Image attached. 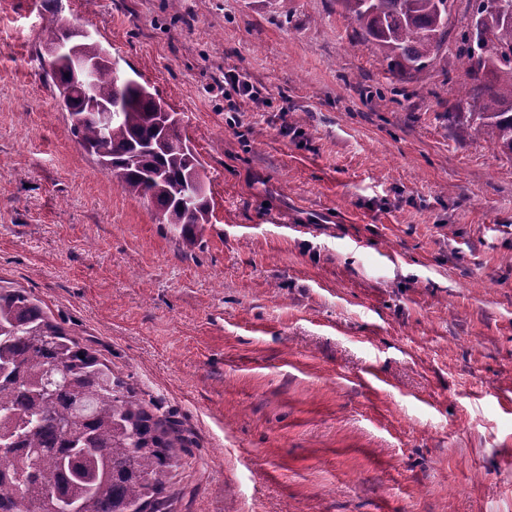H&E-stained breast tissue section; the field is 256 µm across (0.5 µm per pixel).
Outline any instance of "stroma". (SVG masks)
Here are the masks:
<instances>
[{"mask_svg": "<svg viewBox=\"0 0 512 512\" xmlns=\"http://www.w3.org/2000/svg\"><path fill=\"white\" fill-rule=\"evenodd\" d=\"M57 15L183 113L194 246L72 135ZM447 69L336 0H0V286L179 422L172 512H512V159Z\"/></svg>", "mask_w": 512, "mask_h": 512, "instance_id": "35a3bbf8", "label": "stroma"}]
</instances>
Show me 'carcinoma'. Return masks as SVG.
Wrapping results in <instances>:
<instances>
[{
  "label": "carcinoma",
  "mask_w": 512,
  "mask_h": 512,
  "mask_svg": "<svg viewBox=\"0 0 512 512\" xmlns=\"http://www.w3.org/2000/svg\"><path fill=\"white\" fill-rule=\"evenodd\" d=\"M470 15L452 64L481 100L463 112L448 104V124L484 132L493 150L512 157V22L494 0ZM394 77L422 73L446 53L449 0H336ZM45 46L72 43L102 61L86 90L69 64L49 66L58 105L78 143L158 223L188 246L210 223L204 168L180 113L150 88L120 75L118 63L90 35L56 18ZM116 107L102 124L92 102ZM183 443L176 421L154 416L136 392L88 349L49 321L22 289L0 287V512H169L166 468Z\"/></svg>",
  "instance_id": "carcinoma-1"
}]
</instances>
